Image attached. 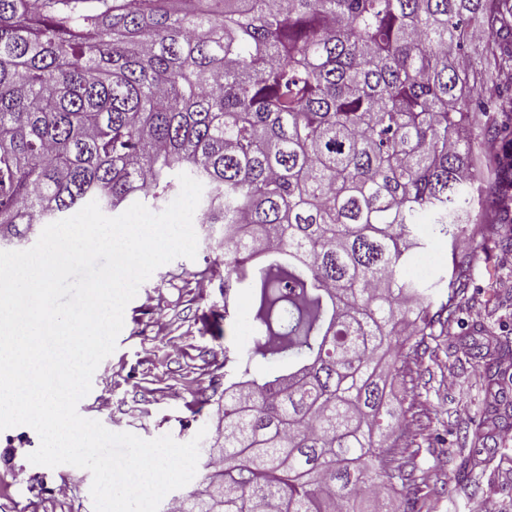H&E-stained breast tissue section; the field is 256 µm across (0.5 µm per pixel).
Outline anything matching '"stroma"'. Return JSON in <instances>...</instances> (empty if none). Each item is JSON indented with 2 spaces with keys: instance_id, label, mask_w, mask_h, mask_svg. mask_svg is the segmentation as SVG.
Returning <instances> with one entry per match:
<instances>
[{
  "instance_id": "35a3bbf8",
  "label": "stroma",
  "mask_w": 512,
  "mask_h": 512,
  "mask_svg": "<svg viewBox=\"0 0 512 512\" xmlns=\"http://www.w3.org/2000/svg\"><path fill=\"white\" fill-rule=\"evenodd\" d=\"M195 259L178 258L158 268L144 282L124 312L115 351L102 361L80 414L114 432L150 440L171 435L190 441L200 428L215 430L218 403L224 400V353L250 349L253 325L245 299L224 300V251L196 225ZM214 272V287L200 296L196 276ZM226 312L222 337H214L204 317ZM479 324L486 335L512 350V293H500L491 309L483 301V281L468 288L457 318L441 335L428 338L419 353L412 380L391 382V399L412 404L415 443L410 466L425 481V512H470L482 501L490 512H512V409L487 441L493 460L486 469H467L472 444L463 437L465 420L477 419L480 386L461 361L460 349L471 344L468 332ZM12 447L0 445V512H94L92 475L83 472L69 500L58 501L53 487L68 466L31 464L39 446L31 427L10 428Z\"/></svg>"
}]
</instances>
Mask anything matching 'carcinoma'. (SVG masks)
I'll list each match as a JSON object with an SVG mask.
<instances>
[{
	"label": "carcinoma",
	"instance_id": "1",
	"mask_svg": "<svg viewBox=\"0 0 512 512\" xmlns=\"http://www.w3.org/2000/svg\"><path fill=\"white\" fill-rule=\"evenodd\" d=\"M180 173L257 331L224 355L221 467L179 512H355L378 480L411 500L412 407L381 367L406 377L479 253L512 248V0H0V241L89 199L158 209ZM466 183L480 213L460 224ZM424 219L448 240L437 292L405 274ZM472 357L482 445L508 401L502 354Z\"/></svg>",
	"mask_w": 512,
	"mask_h": 512
}]
</instances>
